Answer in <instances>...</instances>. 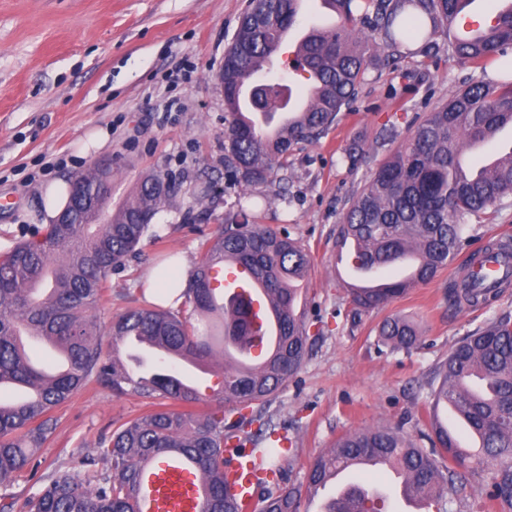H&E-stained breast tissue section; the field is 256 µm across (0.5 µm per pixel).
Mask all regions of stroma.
I'll return each mask as SVG.
<instances>
[{"label":"stroma","instance_id":"obj_1","mask_svg":"<svg viewBox=\"0 0 512 512\" xmlns=\"http://www.w3.org/2000/svg\"><path fill=\"white\" fill-rule=\"evenodd\" d=\"M247 0H0V253L44 226L43 191L96 165L112 167L109 210L118 209L149 173L175 190L151 223L137 257L110 277L111 299L98 320L146 305L148 274L181 252L198 266L204 239L228 212L244 208L252 223L288 230L309 252L311 269L297 309L308 325L299 372L264 405L246 409L243 433L272 420L287 436L281 488L304 483L309 464L341 436L378 426L400 428L431 445V390L451 347L496 316L512 315V284L488 305L450 300L455 276L445 269L384 307L354 317L334 266L336 226L352 197L391 151L385 123L405 128L473 82L512 80V67L461 64L452 35H439L431 58L411 55L392 67L377 61L349 109L316 143L294 145L288 164L266 182L243 186L225 165L224 86L218 76ZM317 24L299 12L279 51L293 92L307 75L292 63L299 40ZM107 130L98 150L88 135ZM362 148L357 163L343 157ZM415 321L420 343L390 352L378 326L389 316ZM146 399L114 396L89 384L56 408V424L37 453L40 469L68 466L101 438L148 411Z\"/></svg>","mask_w":512,"mask_h":512}]
</instances>
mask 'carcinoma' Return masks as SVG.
<instances>
[{
  "instance_id": "carcinoma-1",
  "label": "carcinoma",
  "mask_w": 512,
  "mask_h": 512,
  "mask_svg": "<svg viewBox=\"0 0 512 512\" xmlns=\"http://www.w3.org/2000/svg\"><path fill=\"white\" fill-rule=\"evenodd\" d=\"M342 24L311 29L298 48L302 71L313 82L301 93L308 108L281 135H265L257 123L240 119L243 108L266 120L290 99L274 91L270 109L254 100L241 102L242 87L265 72L264 61L280 45L295 22L298 0H248L237 32L224 52V104L227 162L246 186L263 182L273 168L288 161L293 145L314 143L349 107L374 61L397 64L409 45L430 56L436 36L452 28L473 0H324ZM382 42H377L375 35ZM512 46V9L500 11L479 28L472 40L455 39L452 55L460 62L486 63ZM512 125V82H476L442 104L423 120L408 124L404 148L380 163L353 198L337 240L357 243L352 261L358 267L386 270L410 251L423 255L415 279L386 281L376 292L346 288L354 314L373 311L404 295L408 288L435 279L459 251L471 243L470 219L490 218L512 195V150L480 172H464L458 164L474 141L488 143L501 128ZM78 192L102 200L112 195V166H97L82 177ZM163 193L158 179L146 176L136 194L99 223L102 207L72 205L65 223L48 224L41 236L0 253V387L19 385L33 396L0 402V512H14L15 497L5 492L22 473L37 477L40 491L25 500L19 512H139L136 489L140 464L149 456L182 451L201 474L207 490L203 512H238L224 491V447L233 435L224 419L189 406L199 394L187 391L175 366L142 380L130 373L118 346L130 336L159 344L178 358L210 361L224 357L227 347L249 333V307L230 318L214 307L206 278L209 262L230 256L259 272L276 308L282 346L265 367L224 368V386L214 393L239 414L265 404L301 368L308 352L306 323L296 314L298 283L309 272L306 249L285 232L236 218L208 239L202 261L191 273L185 305L189 316L160 308L131 307L101 325L94 311L105 300L112 270L135 255L150 225L137 223L143 211H158ZM54 276L42 295L33 284ZM494 292L483 277L471 273L450 286L458 304L477 305ZM390 351H409L420 341L416 326L387 317L379 326ZM432 390L434 448L412 443L399 431L379 426L340 437L309 465L305 489L267 492L260 512H299L302 491L322 486L337 469L364 457L382 458L407 477L411 490L432 501L435 512H448L461 498L468 478H476L501 512H512V317L501 315L457 342L436 374ZM94 382L115 396L133 394L152 400V408L118 427L99 443L96 454L83 456L78 467L35 472V451L52 430L50 413L79 389ZM448 401L465 416V425L480 441V453L466 451L455 431L438 419ZM276 434L272 421L244 442L260 457L264 472L277 481L279 459L261 444ZM325 512H382L358 484L330 502Z\"/></svg>"
}]
</instances>
